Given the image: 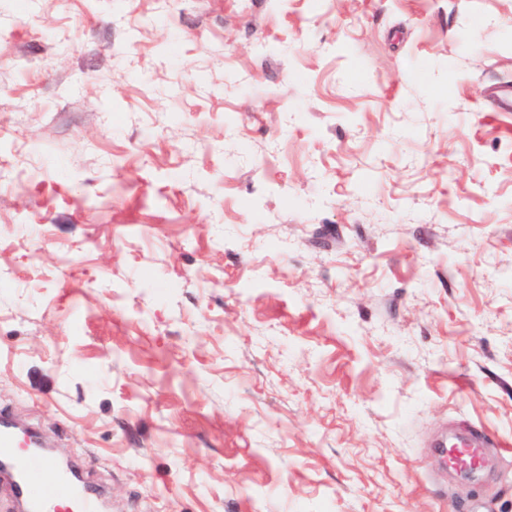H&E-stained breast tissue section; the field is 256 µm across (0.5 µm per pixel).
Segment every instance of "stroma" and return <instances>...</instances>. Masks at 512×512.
Returning a JSON list of instances; mask_svg holds the SVG:
<instances>
[{
  "mask_svg": "<svg viewBox=\"0 0 512 512\" xmlns=\"http://www.w3.org/2000/svg\"><path fill=\"white\" fill-rule=\"evenodd\" d=\"M508 81L512 0H0V408L104 512H512ZM490 439L478 429H472L463 439L461 444L452 450L448 457V463L453 462L463 465H477L482 463L483 448H488Z\"/></svg>",
  "mask_w": 512,
  "mask_h": 512,
  "instance_id": "stroma-1",
  "label": "stroma"
}]
</instances>
